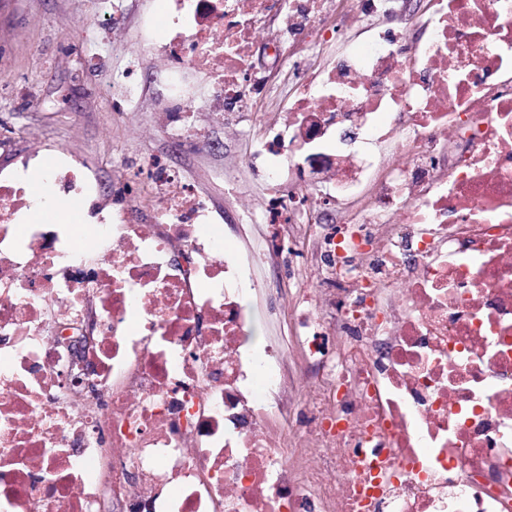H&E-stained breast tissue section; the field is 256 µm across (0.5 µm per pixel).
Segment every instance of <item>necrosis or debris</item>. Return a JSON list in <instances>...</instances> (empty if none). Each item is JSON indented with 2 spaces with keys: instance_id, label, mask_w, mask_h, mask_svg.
<instances>
[{
  "instance_id": "necrosis-or-debris-1",
  "label": "necrosis or debris",
  "mask_w": 512,
  "mask_h": 512,
  "mask_svg": "<svg viewBox=\"0 0 512 512\" xmlns=\"http://www.w3.org/2000/svg\"><path fill=\"white\" fill-rule=\"evenodd\" d=\"M392 2L166 0L169 42L137 53L166 84L158 131L198 145L188 77L209 72L229 115L267 103L251 47L280 18L293 90L255 124L263 213L340 225L312 272L336 305L303 294L288 313L315 375L305 453L267 407L281 360L254 345L248 269L205 198L146 159L126 190L161 204L135 223L61 149L45 189L86 209L82 236L34 222L35 154L0 166V512H512V0H426L408 44L373 21ZM338 11L369 35L313 66L298 45ZM388 140L403 161L383 171ZM300 149L335 160L319 201L277 192Z\"/></svg>"
}]
</instances>
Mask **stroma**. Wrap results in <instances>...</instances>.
I'll return each instance as SVG.
<instances>
[{
    "instance_id": "obj_1",
    "label": "stroma",
    "mask_w": 512,
    "mask_h": 512,
    "mask_svg": "<svg viewBox=\"0 0 512 512\" xmlns=\"http://www.w3.org/2000/svg\"><path fill=\"white\" fill-rule=\"evenodd\" d=\"M160 2L110 0L125 30L124 37L112 40L98 27L101 0H0V165L33 148L47 161L66 148L86 155L103 187L113 192L123 165L159 158L208 198L224 228V242L239 260L277 237H296L298 247L308 254L307 262L286 259L281 272L270 266L253 268L260 286L247 296L252 327L261 341L277 345L283 363L294 366L301 358L300 343L284 306L300 289L316 288L308 267L317 255L313 236L298 225L238 221V207L262 210L268 193L259 175L262 162L250 114H237L238 131L228 136L218 113L199 108L193 122L208 131L207 145L194 150L176 147L150 130L165 89L148 71L142 72L128 111L115 109L123 76ZM276 27L273 17L259 24L254 61L259 74L275 85L277 102L284 108V74L262 52ZM107 75L112 78L108 93L102 89Z\"/></svg>"
}]
</instances>
